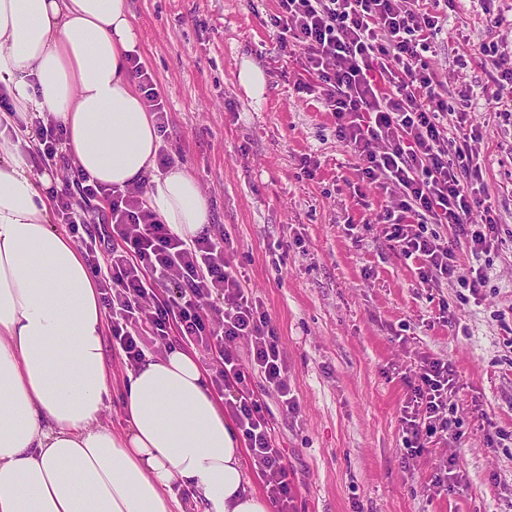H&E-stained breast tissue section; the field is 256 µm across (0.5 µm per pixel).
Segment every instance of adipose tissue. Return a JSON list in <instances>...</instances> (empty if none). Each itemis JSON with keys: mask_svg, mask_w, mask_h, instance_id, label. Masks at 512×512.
Masks as SVG:
<instances>
[{"mask_svg": "<svg viewBox=\"0 0 512 512\" xmlns=\"http://www.w3.org/2000/svg\"><path fill=\"white\" fill-rule=\"evenodd\" d=\"M140 43L128 0H0V512H174L180 488L198 512H272L190 353L145 356L124 384V430L102 425L112 371L98 284L51 222V174L28 169L43 147L33 119L52 120L91 180L145 183L182 237L209 227L197 180L156 170L161 135L126 60Z\"/></svg>", "mask_w": 512, "mask_h": 512, "instance_id": "ef3b65f1", "label": "adipose tissue"}]
</instances>
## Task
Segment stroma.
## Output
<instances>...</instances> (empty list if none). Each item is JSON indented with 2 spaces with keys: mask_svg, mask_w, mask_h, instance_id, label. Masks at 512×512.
Here are the masks:
<instances>
[{
  "mask_svg": "<svg viewBox=\"0 0 512 512\" xmlns=\"http://www.w3.org/2000/svg\"><path fill=\"white\" fill-rule=\"evenodd\" d=\"M128 3L169 114L162 145L206 193L215 234L233 240V265L280 337L297 411L285 413L261 379L251 387L284 454L289 512H512V442L493 448L486 438L512 430V118L479 104L468 114L500 222L487 286L477 299L424 288L377 222L389 194H354L355 156L322 104L296 91L301 69L270 24L276 0ZM456 12L464 32L447 27L430 58L455 98L487 83L482 45L512 50V24L488 26L477 0H458ZM247 63L263 72L262 93L241 85ZM104 348L117 379L102 422L120 431L128 365ZM422 355L454 363L464 435L411 458L400 416L404 379ZM448 458L461 482L438 495L430 484Z\"/></svg>",
  "mask_w": 512,
  "mask_h": 512,
  "instance_id": "obj_1",
  "label": "stroma"
}]
</instances>
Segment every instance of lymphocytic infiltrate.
Masks as SVG:
<instances>
[{
	"label": "lymphocytic infiltrate",
	"mask_w": 512,
	"mask_h": 512,
	"mask_svg": "<svg viewBox=\"0 0 512 512\" xmlns=\"http://www.w3.org/2000/svg\"><path fill=\"white\" fill-rule=\"evenodd\" d=\"M418 2L277 0L272 24L280 51L301 61L298 92L332 112L337 137L357 157V188H381L393 197L378 221L413 260L420 284L436 288L446 281L476 296L488 281L482 257L498 238V223L478 187L482 166L469 148L475 131L465 112H452L427 61L447 19L420 12ZM144 194V185L107 189L77 171L72 187L55 192V210L75 232L87 222L78 198L106 200L101 221L110 225L113 245L92 237L80 243L98 279L113 343L134 366L148 344H169L174 327L180 344L214 353V383L227 394L269 500L286 512L288 468L274 445V427L248 388L260 377L285 411H297L280 338L231 264L232 240L207 232L182 238L146 207ZM478 210L484 219L476 224L471 216ZM460 239L472 259L465 270L455 251ZM406 386L400 422L408 456L431 441L461 438L451 360L421 356Z\"/></svg>",
	"instance_id": "lymphocytic-infiltrate-1"
}]
</instances>
